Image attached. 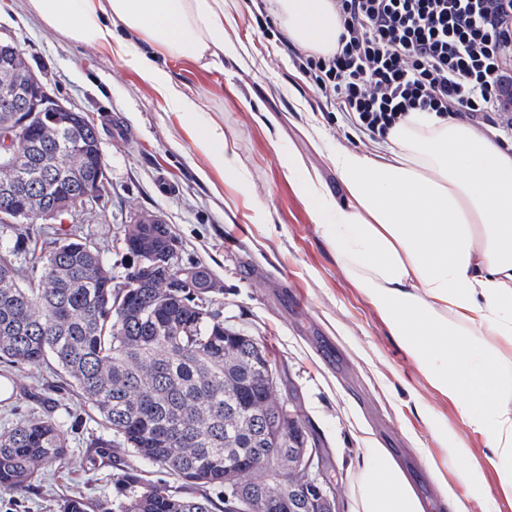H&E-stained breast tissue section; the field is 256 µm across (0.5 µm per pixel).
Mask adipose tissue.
<instances>
[{
  "label": "adipose tissue",
  "mask_w": 512,
  "mask_h": 512,
  "mask_svg": "<svg viewBox=\"0 0 512 512\" xmlns=\"http://www.w3.org/2000/svg\"><path fill=\"white\" fill-rule=\"evenodd\" d=\"M71 40L108 48L137 69L170 109L194 117L195 99L168 70L125 41L201 61L226 53L224 0H30ZM289 39L335 52L341 32L331 0H274ZM387 155L342 150L338 204L295 154L288 179L308 203L342 275L358 288L397 348L430 388L452 403L483 454L435 422L434 438L467 461L461 481L512 503V149L476 128L415 113L386 138ZM352 512H426L388 449L363 438Z\"/></svg>",
  "instance_id": "ef3b65f1"
}]
</instances>
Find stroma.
<instances>
[{
	"mask_svg": "<svg viewBox=\"0 0 512 512\" xmlns=\"http://www.w3.org/2000/svg\"><path fill=\"white\" fill-rule=\"evenodd\" d=\"M225 42L235 56L213 63L154 53L173 81L197 99L188 120L139 72L103 47L85 46L45 24L29 0H0V36L15 40L35 74L64 104L85 112L100 132L106 163L102 216L83 214L66 232L97 249L114 276L125 274L126 224L149 212L178 239L176 261L210 269L220 294L215 309L266 347L288 375L300 417L328 454L340 512H350L359 437L369 432L406 467L417 493L438 512L441 496L410 444L429 448L446 481L472 493L474 512H512L487 491L468 490L464 460L434 439L435 419L482 453L483 442L460 422L396 346L362 295L346 282L307 204L289 182L283 156L299 155L336 198L344 188L332 158L337 149L384 152V142L360 138L297 71L292 43L261 0H224ZM214 129L233 149L241 180L213 167L198 140ZM29 396L0 402V427L16 414L68 413V456L44 472L33 491L0 495V512H52L56 498L114 497L116 469L91 447L102 435L83 400L48 388L49 373H14Z\"/></svg>",
	"mask_w": 512,
	"mask_h": 512,
	"instance_id": "obj_1",
	"label": "stroma"
}]
</instances>
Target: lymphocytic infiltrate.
<instances>
[{
	"label": "lymphocytic infiltrate",
	"mask_w": 512,
	"mask_h": 512,
	"mask_svg": "<svg viewBox=\"0 0 512 512\" xmlns=\"http://www.w3.org/2000/svg\"><path fill=\"white\" fill-rule=\"evenodd\" d=\"M336 52L294 63L364 137L413 112L467 120L512 140V0H332Z\"/></svg>",
	"instance_id": "1"
}]
</instances>
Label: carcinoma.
Masks as SVG:
<instances>
[{
  "label": "carcinoma",
  "instance_id": "carcinoma-1",
  "mask_svg": "<svg viewBox=\"0 0 512 512\" xmlns=\"http://www.w3.org/2000/svg\"><path fill=\"white\" fill-rule=\"evenodd\" d=\"M52 136L31 124L14 132L20 177L30 193L22 218L44 217L43 181L54 182L74 212L85 206L80 180L97 174V156L67 151L75 130L100 145L98 128L81 112L63 114ZM167 224H129L123 247L132 258L170 248ZM0 243V363L17 371L54 366L57 382L79 394L88 417L108 436L92 440L102 455L121 450L154 468L148 481L137 465L115 457L116 498L60 499L55 512H234L224 481L243 470L275 472L276 457L308 437L299 416H286L275 448L263 447V377L251 374L263 344L224 324L213 308L220 288L163 284L161 270L130 263L124 281L94 248L65 234L25 252ZM139 284L126 294L128 280ZM241 419V447H224L233 415ZM66 419L20 415L0 429V494H22L43 471L63 467Z\"/></svg>",
  "mask_w": 512,
  "mask_h": 512
}]
</instances>
